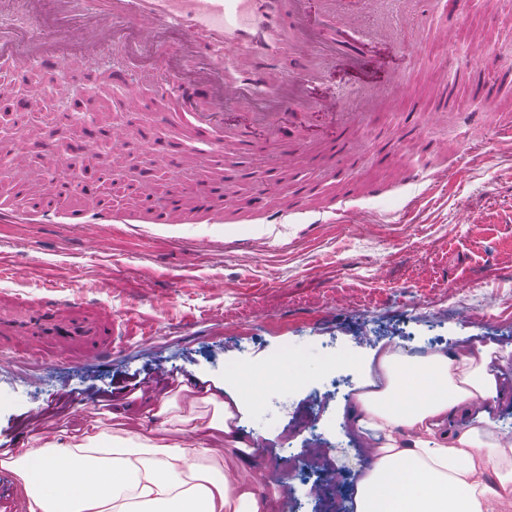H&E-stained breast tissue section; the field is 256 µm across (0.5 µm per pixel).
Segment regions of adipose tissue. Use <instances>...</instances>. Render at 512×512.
I'll list each match as a JSON object with an SVG mask.
<instances>
[{"instance_id": "1", "label": "adipose tissue", "mask_w": 512, "mask_h": 512, "mask_svg": "<svg viewBox=\"0 0 512 512\" xmlns=\"http://www.w3.org/2000/svg\"><path fill=\"white\" fill-rule=\"evenodd\" d=\"M495 345L411 358L384 353V387L358 394L346 420L378 433L374 467L356 485V512H485L512 493V445H503L489 412L472 405L500 396ZM205 401L211 416H175L161 394L148 403L153 423L100 432L73 445L0 450L24 512H267L252 484L229 485L213 450L174 440L173 431H205L244 447L222 392Z\"/></svg>"}]
</instances>
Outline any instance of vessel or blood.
Wrapping results in <instances>:
<instances>
[{"mask_svg":"<svg viewBox=\"0 0 512 512\" xmlns=\"http://www.w3.org/2000/svg\"><path fill=\"white\" fill-rule=\"evenodd\" d=\"M326 21L321 29L308 23L307 0H0V14L21 9L33 25L46 26L43 35L32 27L0 30V58L60 64L71 69L109 46L139 62L140 79L156 83L171 103L173 114L160 121H187L194 136L209 140L215 154L228 158L251 144L254 129L268 136V148L280 167L295 164L308 149L307 131L320 118L304 111L305 86L321 75L325 53L345 49L342 33L360 29L375 0H323ZM169 78L158 82L154 59L169 44ZM294 55L302 73L286 75L278 65ZM388 90H370L349 104L338 130L374 111ZM251 109L249 126L224 121L225 106ZM44 131L38 146L57 169L73 162V147L53 141ZM260 209L270 220L286 210H311L312 192H304L282 208L269 185L259 189ZM45 348L75 346L84 355L98 353L107 334L100 324L66 317L58 305L35 308L0 307V334Z\"/></svg>","mask_w":512,"mask_h":512,"instance_id":"b4317fda","label":"vessel or blood"}]
</instances>
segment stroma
Masks as SVG:
<instances>
[{
	"label": "stroma",
	"instance_id": "35a3bbf8",
	"mask_svg": "<svg viewBox=\"0 0 512 512\" xmlns=\"http://www.w3.org/2000/svg\"><path fill=\"white\" fill-rule=\"evenodd\" d=\"M447 2L421 0L411 49L362 28L352 38L359 66L337 59L310 84L314 102L403 84L368 114L352 135L358 149L338 153L335 167L297 166L301 182L324 191V223L294 212L273 231L261 216L233 210L221 224H130L131 206L120 200L109 224L0 218V304L53 299L71 316L111 324L114 337L96 360L56 349L49 362L21 340L0 338V443H78L112 431L113 407L145 413L142 395L164 368L197 391L225 381L242 394L235 423L257 449L223 447L228 476L266 474L267 498L289 512H354L355 485L372 457L344 412L367 382H381L375 357L464 342L512 346V146L497 132L501 111H512V83L501 81L512 74V0H475L445 44ZM478 33L502 47L494 65L472 60ZM35 79L42 93L18 99L19 125L61 124L54 90L84 87L95 96L84 112L137 124L181 155L210 151L181 124L156 122L170 104L137 83L116 48L78 69L38 67ZM132 87L141 98L135 112L124 97ZM485 95L495 109L481 124L456 122ZM417 166L443 177L418 200L400 184L402 171ZM373 185L381 197H369ZM301 459L309 471L290 478ZM331 473L339 477L334 496L309 498L310 483Z\"/></svg>",
	"mask_w": 512,
	"mask_h": 512
}]
</instances>
